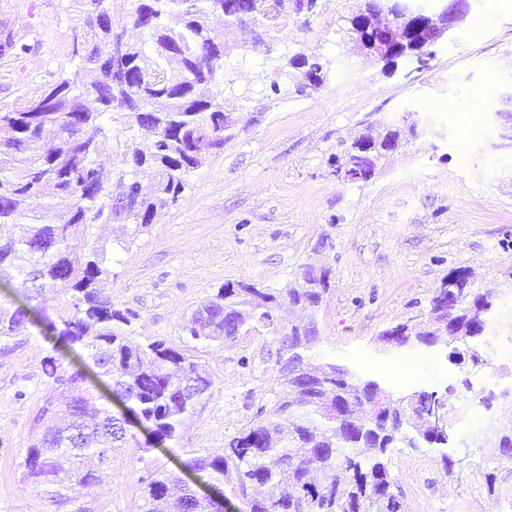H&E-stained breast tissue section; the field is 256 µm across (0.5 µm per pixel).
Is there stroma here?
<instances>
[{
  "label": "stroma",
  "mask_w": 512,
  "mask_h": 512,
  "mask_svg": "<svg viewBox=\"0 0 512 512\" xmlns=\"http://www.w3.org/2000/svg\"><path fill=\"white\" fill-rule=\"evenodd\" d=\"M358 0H318L309 18L287 12L282 38L251 52V34H233L225 59L227 107L234 123L223 150L190 172L178 202L153 224L114 244L111 275L101 283L113 302L138 313L136 339L187 350L214 379L209 400L188 417L182 437L113 455L102 483L67 503L33 491L21 464L39 410L53 387L42 364L57 343L31 326L0 341V512H139L141 479L154 471L185 476L190 449L213 451L271 400L276 373L262 361L272 333L245 332L210 345L190 338L192 311L225 283L282 289L309 264H326L331 283L316 313L318 352L364 374L405 362L406 378L383 376L399 396L420 388L467 392L479 371L414 349L377 352L374 336L426 311L435 288L457 267L474 290L499 297L498 335L512 336V151L499 148L496 111L512 112V0H473L470 13L438 44L421 70L384 71L351 52L347 18ZM83 23L78 0H0V107L12 109L74 74L73 38ZM315 57L327 79L311 95L273 93L289 60ZM395 122L414 115L405 136L366 183L334 175L329 159L361 133L370 113ZM255 358L253 372L240 357ZM492 449H470L446 475L427 448H397L393 472L407 512H497L474 484Z\"/></svg>",
  "instance_id": "1"
}]
</instances>
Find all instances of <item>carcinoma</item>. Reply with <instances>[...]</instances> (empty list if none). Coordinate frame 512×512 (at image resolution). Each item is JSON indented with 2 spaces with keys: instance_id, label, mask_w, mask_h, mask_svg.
Listing matches in <instances>:
<instances>
[{
  "instance_id": "cac0c4a2",
  "label": "carcinoma",
  "mask_w": 512,
  "mask_h": 512,
  "mask_svg": "<svg viewBox=\"0 0 512 512\" xmlns=\"http://www.w3.org/2000/svg\"><path fill=\"white\" fill-rule=\"evenodd\" d=\"M296 14L314 12L317 0H136L127 24L112 25L108 0H83L84 23L77 34L80 61L63 77L19 109L0 108V287L18 277L22 299L0 305V339L35 324L48 292L67 297L70 310L47 330L91 363L65 369L46 360L44 373L54 395L40 412L45 427L30 435L23 477L58 501L101 482L112 453L134 436L117 420L128 415L163 444L181 438L184 418L208 398L214 379L198 359L162 340L134 339L138 314L115 306L100 288L109 275L108 240L92 232L114 224L136 234L153 224L158 210L178 201L186 177L212 151L224 147L232 123L224 90L216 80L235 29L259 25L267 40L279 38L277 18L285 2ZM398 0H366L347 18L353 31L374 8L394 11ZM407 43L392 42L390 57L422 68L433 58L442 35L412 19ZM125 39L124 61L133 72L124 86L112 83L108 51L113 35ZM297 90H316L326 81L322 64L295 56ZM122 118L126 135H112L106 121ZM54 129L56 138L47 140ZM402 141V129L377 121L331 158L336 177L364 182L350 153L367 156L376 169L385 150ZM119 151L126 169L115 182L97 164L107 150ZM147 176L152 190L142 191ZM56 199L67 201L58 221L39 223V211ZM129 206L116 221L112 201ZM85 240L77 252L72 242ZM331 272L306 267L290 288H258L226 283L193 312L187 331L194 340L226 344L224 320L239 330L259 326L277 336L268 351L277 380L286 390L259 406L240 427L224 433L222 452L191 451L185 467L218 493L232 484L246 512H405L395 491L393 449L433 448L446 474L461 463V449L479 440L496 451L494 466L479 473V489L496 504L512 497V431L489 424L457 439L448 421V399L436 389L393 397L381 382L338 360L315 353L320 342L315 312L330 286ZM284 303L309 312L304 323L282 324ZM497 317L491 296L470 288L464 267L448 272L433 292L426 313L382 331L376 343L392 350L415 348L446 353L462 364L487 361L486 337ZM121 406L115 413L105 404ZM141 512H218L209 496L164 472L142 479Z\"/></svg>"
}]
</instances>
